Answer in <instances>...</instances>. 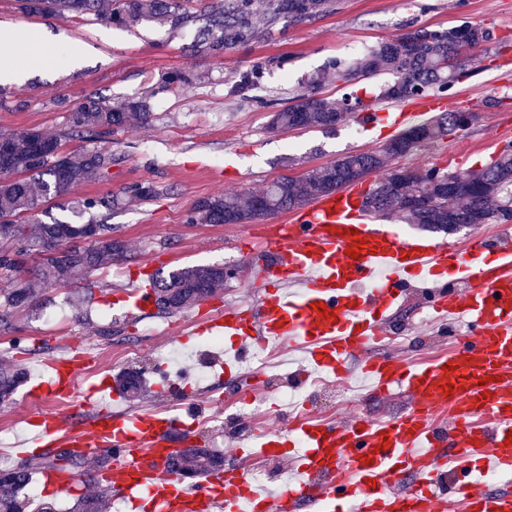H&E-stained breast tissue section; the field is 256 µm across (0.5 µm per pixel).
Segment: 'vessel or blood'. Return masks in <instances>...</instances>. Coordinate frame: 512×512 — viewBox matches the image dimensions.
<instances>
[{"mask_svg": "<svg viewBox=\"0 0 512 512\" xmlns=\"http://www.w3.org/2000/svg\"><path fill=\"white\" fill-rule=\"evenodd\" d=\"M424 110H380L374 123L391 130L412 124ZM363 189L350 187L318 199L282 224L262 230L273 254L261 267V290L249 307H228L197 325L200 334L227 335L245 355L264 343L305 350L313 367L345 383L354 370L372 394L396 389L406 409L380 421L354 414L326 423L306 416L288 427L262 425L253 442L259 456L286 458L298 442L294 478L275 489L248 482L235 466L187 487L170 466L183 417L204 407L184 402L142 413H92L80 421L43 414L34 441L79 448L90 456L112 452L111 488L144 502L146 512H447L456 498L465 512H512V491L493 490L476 471H512V234L473 239L466 251L425 238H400L374 224L362 208ZM358 249L351 257L349 249ZM462 283L435 293L438 318L467 324L459 345L419 365L381 352L378 341L389 311L411 283ZM129 313L153 307L148 280L126 290ZM324 304L326 315L316 306ZM53 384L31 396L73 392L79 372L69 358L51 364ZM454 394H446L445 386Z\"/></svg>", "mask_w": 512, "mask_h": 512, "instance_id": "1", "label": "vessel or blood"}]
</instances>
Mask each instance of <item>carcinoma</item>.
Listing matches in <instances>:
<instances>
[{
  "label": "carcinoma",
  "mask_w": 512,
  "mask_h": 512,
  "mask_svg": "<svg viewBox=\"0 0 512 512\" xmlns=\"http://www.w3.org/2000/svg\"><path fill=\"white\" fill-rule=\"evenodd\" d=\"M27 16L92 18L100 24L138 26L159 24L177 31L194 28L188 47L193 53L220 54L263 39L274 31L333 12L335 0H15ZM491 31L479 24L446 29L419 27L397 39L381 43L363 57L347 62L328 61L323 72L309 80L306 89L274 111L268 129L324 130L344 122L355 112L370 111L371 104L358 94L364 80L381 74L391 80L378 86L375 99L405 103L428 95L445 96L469 75L462 64L477 49L489 50ZM263 77L256 65L236 73L230 93L246 96ZM332 77L344 89L332 98L322 90ZM152 121L146 98H128L114 105L95 91L68 112L65 131L53 134L40 128L0 132V269L15 272L25 261L39 256L40 263L22 278L0 286V328L9 329L10 311L30 307L42 292L68 285L100 271L112 261L128 258L124 241L112 237L107 219L123 202L145 204L157 194L151 182L124 189V196L102 195L84 199L79 207L90 213L84 224L40 218L44 203L68 194L71 188L104 181L112 169V150L81 154L64 151L66 138L107 141L112 133ZM457 111L437 113L413 126L375 151L349 152L335 160L291 177L268 183L261 191L241 197L214 194L196 200L187 213L190 224H250L280 211H295L346 186L359 185L375 173L384 177L369 184L362 205L369 214L397 217L407 224L455 233L470 224H490L512 218V149L506 147L478 168L451 171L433 166L408 170L394 160L420 147L441 141L456 128ZM157 310L180 313L220 296L224 266L193 265L148 276ZM26 381L20 365L0 362V403L11 399ZM124 392L138 397L145 391L143 372L127 370L121 377ZM172 469L203 477L224 470V455L210 448H186ZM31 471L17 465L0 472V512H26L29 499L22 496ZM108 495L92 492L76 499L70 512H106Z\"/></svg>",
  "instance_id": "cac0c4a2"
}]
</instances>
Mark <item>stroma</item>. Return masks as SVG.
Segmentation results:
<instances>
[{
  "instance_id": "obj_1",
  "label": "stroma",
  "mask_w": 512,
  "mask_h": 512,
  "mask_svg": "<svg viewBox=\"0 0 512 512\" xmlns=\"http://www.w3.org/2000/svg\"><path fill=\"white\" fill-rule=\"evenodd\" d=\"M466 22L491 28L498 42L489 55L473 58L471 74L442 97L441 107L475 111L479 119L459 136L398 159V166L411 169L475 168L497 154L499 142H512V0H339L334 13L220 56L189 52L194 36L189 28L25 16L15 10L14 0H0V28L20 27L41 36L25 52V77L10 84L28 106L20 112L0 107V130L38 127L59 132L68 107L80 103L87 90L115 101L152 96L153 122L113 135L110 178L77 186L70 198L51 200L50 217L74 221L68 206L72 198L119 195L146 180L159 190L149 203L113 212L114 235L125 240L129 258L93 275L91 301H82L85 289L80 284L52 289L36 308L14 310L11 329L0 330V361H19L29 377L10 403L0 405V427L15 426L17 437H28L45 413L77 420L94 411L133 412L153 403L157 389L129 401L119 396L111 380L124 368L145 369L147 379L155 380L148 355L162 337L178 331L192 351L190 364L206 367L204 357L195 352L196 336L186 334L185 328L217 304L247 299L254 280L250 249L261 225L187 223L193 202L215 193L252 194L279 177L299 175L347 152L380 148L392 131L367 129L352 120L327 132L269 133V102L299 92L329 58L353 60L412 29ZM75 43L86 50L76 64L69 59ZM255 64L262 65L264 77L252 99L229 97L235 73ZM175 71L193 72L198 81L152 94L161 77ZM216 263L241 269L239 277L225 284L221 300L176 315L152 310L132 318L116 298L127 277L146 268ZM70 350L83 365L77 389L55 399L29 397L30 385L45 377L50 362ZM94 465L89 459L66 466L65 474L72 479L69 489L38 491L31 506L44 501L56 512H68L74 498L92 490L87 474Z\"/></svg>"
}]
</instances>
